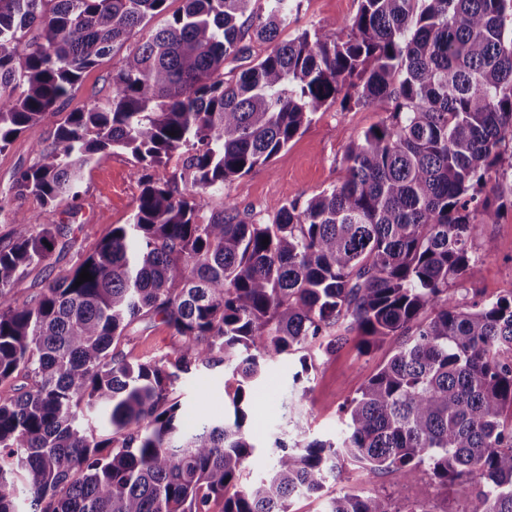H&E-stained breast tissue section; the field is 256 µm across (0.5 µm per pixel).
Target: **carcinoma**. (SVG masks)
I'll return each mask as SVG.
<instances>
[{"mask_svg": "<svg viewBox=\"0 0 512 512\" xmlns=\"http://www.w3.org/2000/svg\"><path fill=\"white\" fill-rule=\"evenodd\" d=\"M168 0H0V152L52 121L82 73L166 10ZM183 0L109 76L110 93L70 112L14 198L54 208L100 154L149 170L137 206L91 254L18 302L15 282L50 261L56 224L16 209L0 248V512H288L295 496L343 483L349 465L411 480L425 469L462 492L457 512H512V293L455 302L448 284L499 209L490 172H512V0H358L342 34L301 28V0ZM272 45L234 77L244 39ZM389 105L346 151L343 182L266 221L206 195L266 165L336 102ZM268 243H263L264 239ZM88 271L92 280L75 285ZM158 318L175 356L130 363V326ZM356 334L386 362L343 406L335 440L277 437L269 475L241 483L257 438L240 403L264 367L300 354L303 371ZM224 367V414L172 397L182 375ZM327 512H431L346 491Z\"/></svg>", "mask_w": 512, "mask_h": 512, "instance_id": "carcinoma-1", "label": "carcinoma"}]
</instances>
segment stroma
I'll return each instance as SVG.
<instances>
[{
    "instance_id": "stroma-1",
    "label": "stroma",
    "mask_w": 512,
    "mask_h": 512,
    "mask_svg": "<svg viewBox=\"0 0 512 512\" xmlns=\"http://www.w3.org/2000/svg\"><path fill=\"white\" fill-rule=\"evenodd\" d=\"M358 8L357 0H303L301 24L330 27L349 19ZM123 58L116 51L86 71L61 106L62 112H79L105 98L108 78ZM378 108L335 103L316 114L304 132L293 139L265 166L235 179L223 193L209 196L207 208L221 210L225 199H233L242 218L268 216L273 204L288 197L306 201L323 190L339 185L346 176L348 146L372 125L385 119ZM55 127L44 122L27 127L4 152L0 153V247L12 238L16 207L39 213L42 223L62 228L64 249L55 251L50 264L27 269L13 288L18 301L35 299L58 274L72 265L77 255L92 253L113 225L127 223L137 205L143 171L127 153L118 151L99 157L86 175L77 209L62 205L41 208L34 199L16 203L11 199L13 176L35 160L36 144L52 139ZM477 255L466 274L449 284L448 295L455 300H489L512 293V205L504 204L495 223L481 225L471 242ZM180 340L169 329L150 318L136 321L119 349L131 361L173 353ZM388 358L387 347L363 354L349 344L329 356H318L309 381L299 385L292 376L298 370L296 357L269 364L248 408L246 426L256 435L277 436L286 431L290 407L302 406L309 414L308 438L333 439L339 436L342 405L355 396L364 381ZM207 391L212 407L230 401L233 384L227 383L223 368L182 378L175 395L185 408H193L199 391ZM427 475L406 480L399 474L372 476L353 466L344 484L327 482L324 491L291 501V512H323L328 499L345 490L363 495L390 498L395 505L413 500L418 491L430 486Z\"/></svg>"
}]
</instances>
